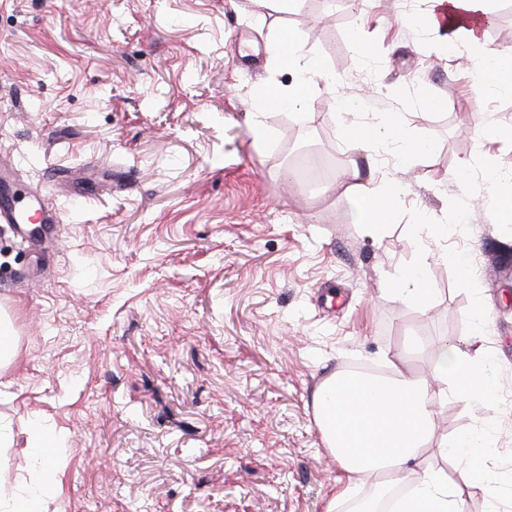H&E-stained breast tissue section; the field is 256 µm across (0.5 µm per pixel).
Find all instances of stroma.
Segmentation results:
<instances>
[{
  "label": "stroma",
  "mask_w": 512,
  "mask_h": 512,
  "mask_svg": "<svg viewBox=\"0 0 512 512\" xmlns=\"http://www.w3.org/2000/svg\"><path fill=\"white\" fill-rule=\"evenodd\" d=\"M425 9L347 0L278 14L335 92L365 95L351 116L323 89L306 112L256 111L263 88L291 80L267 63L261 0H0V177L58 216L37 251L0 226V314L17 337L0 374L6 482L36 423L56 446L47 512H353L373 485L336 501L344 472L315 422V388L398 354L428 373L434 343L478 323L500 359L492 416L512 469V223L483 178H512L500 134L512 98L475 72L512 49V0H495L480 44L450 52L420 23ZM355 26L364 46L348 38ZM388 112L437 149L398 170L392 145L373 144L374 179L408 186L373 235L335 179L305 187L291 156L361 157L341 128ZM462 205L469 221L448 239L415 231L417 215L449 224ZM443 251L472 258L473 284ZM421 261L424 308L388 285ZM483 417L449 398L436 434Z\"/></svg>",
  "instance_id": "35a3bbf8"
}]
</instances>
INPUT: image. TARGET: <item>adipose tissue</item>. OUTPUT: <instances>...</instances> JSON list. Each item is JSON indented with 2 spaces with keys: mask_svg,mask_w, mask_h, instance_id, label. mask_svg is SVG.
<instances>
[{
  "mask_svg": "<svg viewBox=\"0 0 512 512\" xmlns=\"http://www.w3.org/2000/svg\"><path fill=\"white\" fill-rule=\"evenodd\" d=\"M493 0H427L424 25L443 44L479 43L489 21ZM303 37L285 27L271 31L268 39L271 60L292 72L288 85L266 89L258 98L257 110L268 105L301 112L313 105L318 87L334 89L335 79L321 59L301 52ZM401 115L387 113L372 127L344 126L341 135L364 147L385 142L394 147L398 168L409 167L413 158L433 152L435 144L425 139L409 140L400 134ZM344 191L353 202L355 221L372 233L379 232L405 188L389 178L374 184L358 165L344 172ZM391 291L403 303L424 307L432 300L424 264L400 269L390 282ZM481 329H474L465 345L444 340L436 346L431 380H423L391 361L389 375L372 377L346 371L328 376L313 394L315 420L326 447L350 477L374 480L378 489L389 491L410 482L394 512H466L475 494H482L487 512H500L504 496L512 497L499 467L500 451L490 426L465 430L451 437H435V404L449 395L463 397L472 408H495L500 394L498 363L494 355L478 345ZM452 461L460 468L450 479L444 468L434 466L428 455ZM28 466L38 474L36 482L17 483L6 489L0 483V498L10 504L9 512H42L55 488L57 462L50 440L40 429L29 439Z\"/></svg>",
  "mask_w": 512,
  "mask_h": 512,
  "instance_id": "ef3b65f1",
  "label": "adipose tissue"
}]
</instances>
